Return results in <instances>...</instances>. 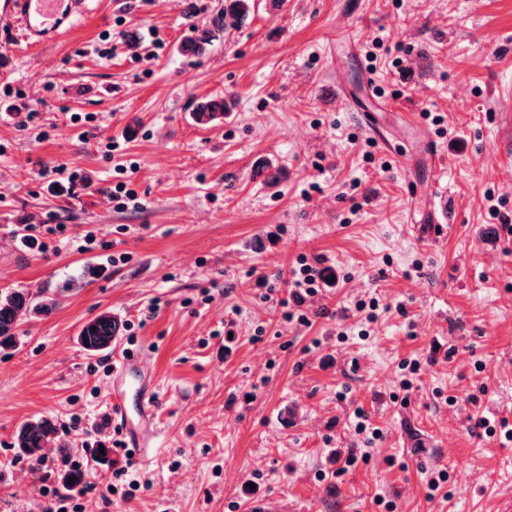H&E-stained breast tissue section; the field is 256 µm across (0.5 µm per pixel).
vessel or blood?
<instances>
[{"mask_svg":"<svg viewBox=\"0 0 512 512\" xmlns=\"http://www.w3.org/2000/svg\"><path fill=\"white\" fill-rule=\"evenodd\" d=\"M90 0H0V19L16 26L24 40L38 47L57 43L68 26L84 15ZM343 96L359 112L363 124L376 138H383L370 90L343 89ZM442 204L429 200L426 222L429 238L444 236L447 227ZM155 383L142 363L141 353L123 351L113 360L111 410L125 450L146 454L156 435L153 427Z\"/></svg>","mask_w":512,"mask_h":512,"instance_id":"b4317fda","label":"vessel or blood"}]
</instances>
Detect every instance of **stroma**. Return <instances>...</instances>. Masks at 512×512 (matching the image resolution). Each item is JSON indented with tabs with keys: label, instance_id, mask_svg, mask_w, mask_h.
<instances>
[{
	"label": "stroma",
	"instance_id": "1",
	"mask_svg": "<svg viewBox=\"0 0 512 512\" xmlns=\"http://www.w3.org/2000/svg\"><path fill=\"white\" fill-rule=\"evenodd\" d=\"M223 11L99 0L54 46L0 35V293L57 301L0 351V512H38L75 460L78 512H504L512 442L472 417L512 420V0H252L229 28ZM195 26L212 38L193 54ZM341 83L386 103L385 140ZM207 98L224 99L221 122H196ZM420 138L438 147L430 176L394 149ZM58 167L81 182L55 186ZM119 176L140 209L105 196ZM433 190L437 240L407 207ZM28 224L62 225L59 248L23 247ZM303 257L338 277L306 326L280 304ZM372 297L368 324L355 305ZM106 311L155 376L157 444L111 451L139 484L127 496L105 490L95 453L115 436L100 425L113 354L77 340ZM38 417L58 434L34 471L13 441ZM334 450L358 460L338 469Z\"/></svg>",
	"mask_w": 512,
	"mask_h": 512
}]
</instances>
